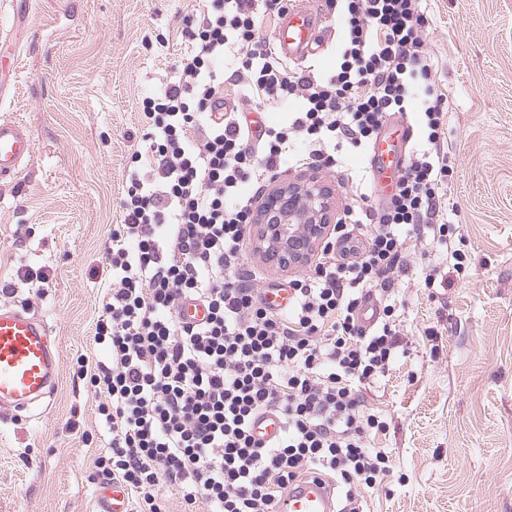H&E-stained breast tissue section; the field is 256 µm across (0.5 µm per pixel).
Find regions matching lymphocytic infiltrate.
<instances>
[{
    "label": "lymphocytic infiltrate",
    "instance_id": "lymphocytic-infiltrate-1",
    "mask_svg": "<svg viewBox=\"0 0 512 512\" xmlns=\"http://www.w3.org/2000/svg\"><path fill=\"white\" fill-rule=\"evenodd\" d=\"M284 2L208 0L202 21L184 29L173 81L141 101L148 146L132 155L105 253L112 288L94 340L106 358L90 376L112 434L95 464L136 495L138 512H162L167 482L184 512H276L282 488L307 473L331 477L351 500L393 471L372 445L387 423L363 391L397 357L408 256L458 230L437 220L448 117L428 20L422 0H330L341 44L335 70L317 77L279 54ZM226 97L231 109L214 113ZM290 101L299 108L285 122L250 118ZM398 112L413 113L426 147L408 154L383 204L368 192L353 198L289 280L288 309H270L244 251L262 184L286 154L300 168L338 165L343 145L373 144ZM374 289L378 317L365 329L357 312ZM187 301L203 304L202 322L178 317ZM267 410L284 428L262 444L253 423Z\"/></svg>",
    "mask_w": 512,
    "mask_h": 512
}]
</instances>
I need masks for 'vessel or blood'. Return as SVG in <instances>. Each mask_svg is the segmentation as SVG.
<instances>
[{
    "mask_svg": "<svg viewBox=\"0 0 512 512\" xmlns=\"http://www.w3.org/2000/svg\"><path fill=\"white\" fill-rule=\"evenodd\" d=\"M322 17L313 9L289 0L283 12L276 42L281 56L301 62L322 49L318 30ZM400 148L387 138H378L371 151L370 166L377 181L392 187L405 163L403 147L414 136L409 122L397 131ZM33 145L24 127L16 121L0 120V180L17 177L31 157ZM59 356L43 321L28 311L0 307V406L23 412L43 404L58 388ZM282 424L277 414L267 412L253 427L257 440L277 436ZM277 512H339L335 481L311 474L283 490ZM97 512H130L129 492L120 482L99 491Z\"/></svg>",
    "mask_w": 512,
    "mask_h": 512,
    "instance_id": "obj_1",
    "label": "vessel or blood"
}]
</instances>
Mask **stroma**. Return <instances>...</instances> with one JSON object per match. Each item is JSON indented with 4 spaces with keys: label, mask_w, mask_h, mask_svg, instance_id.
<instances>
[{
    "label": "stroma",
    "mask_w": 512,
    "mask_h": 512,
    "mask_svg": "<svg viewBox=\"0 0 512 512\" xmlns=\"http://www.w3.org/2000/svg\"><path fill=\"white\" fill-rule=\"evenodd\" d=\"M205 5L31 0L14 96L0 103V120L23 123L34 144L19 178L0 181V286L11 287L0 305L43 319L61 363L49 409L0 411V512H94L112 481L94 464L110 434L79 361L103 357L94 329L111 284L105 249L144 146L139 102L173 78L184 21ZM422 8L448 113L441 148L452 172L441 193L466 258L455 271L433 244L408 265L400 331L410 347L363 392L388 423L374 445L405 480L362 493L358 512H512V0ZM313 174L338 216L355 188L374 186L363 149ZM25 270L49 279H23Z\"/></svg>",
    "instance_id": "stroma-1"
}]
</instances>
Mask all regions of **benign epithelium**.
<instances>
[{"instance_id": "7a95c632", "label": "benign epithelium", "mask_w": 512, "mask_h": 512, "mask_svg": "<svg viewBox=\"0 0 512 512\" xmlns=\"http://www.w3.org/2000/svg\"><path fill=\"white\" fill-rule=\"evenodd\" d=\"M330 190L311 177L277 184L256 208L257 252L282 267L307 263L330 235Z\"/></svg>"}]
</instances>
